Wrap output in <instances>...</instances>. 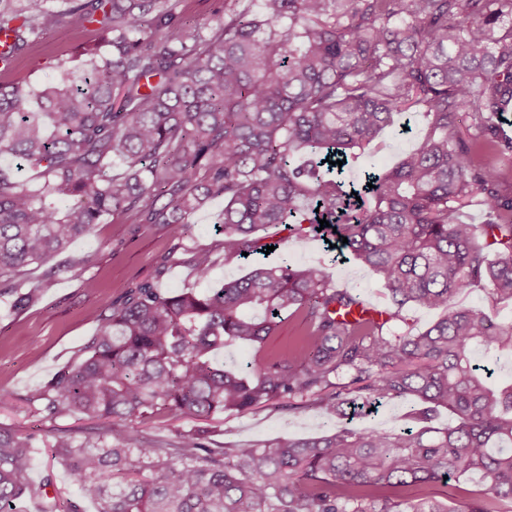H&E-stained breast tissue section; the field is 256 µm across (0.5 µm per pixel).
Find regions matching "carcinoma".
Returning a JSON list of instances; mask_svg holds the SVG:
<instances>
[{
  "instance_id": "cac0c4a2",
  "label": "carcinoma",
  "mask_w": 512,
  "mask_h": 512,
  "mask_svg": "<svg viewBox=\"0 0 512 512\" xmlns=\"http://www.w3.org/2000/svg\"><path fill=\"white\" fill-rule=\"evenodd\" d=\"M57 25L96 32L91 66L70 59L41 89L11 79L15 63ZM11 37L0 66V157L29 166L20 182L0 164V287L67 251L117 213L188 229L209 198L224 197V257L253 255L285 229L306 233L317 209L340 245L372 270L399 316L409 304L445 311L427 330L384 334L372 319L341 321L361 303L318 269L287 259L202 291L143 283L107 308L85 356L26 397L50 418L105 424L96 441L61 434L51 444L79 484V499L49 497L27 480L38 439L0 428V512L25 497L41 512H453L432 497L386 491L480 475L465 512H512V380L494 386L475 355L512 352V323H493L456 297L483 281L512 300V196L501 172L474 162L512 110V0H228L216 26L184 0H0ZM421 108L420 146L365 174L373 204L337 160ZM474 117L460 135L457 114ZM125 165L122 178L112 165ZM483 195L491 241L462 220ZM308 328L297 344L230 371L224 342L263 350L283 318ZM407 403L397 432L338 427L305 439L213 448L207 430L143 444L131 424L161 413L207 420L256 407H312L329 422L358 401ZM453 420L429 426L439 410ZM124 423L109 443L114 423Z\"/></svg>"
}]
</instances>
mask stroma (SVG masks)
<instances>
[{"mask_svg":"<svg viewBox=\"0 0 512 512\" xmlns=\"http://www.w3.org/2000/svg\"><path fill=\"white\" fill-rule=\"evenodd\" d=\"M84 41V36L66 27L51 29L17 62L15 78L39 86L54 76L52 63L62 55L71 58L75 70L88 68L89 58L82 52ZM397 122V128L384 130L357 150L349 165L351 177L391 167L421 144L427 132L422 112L409 110ZM223 207V198L211 200L195 212L191 229L185 234L174 232L166 224L140 223L131 213L115 216L97 225L93 234L75 240L69 253L51 260L50 266L57 270L52 280H45L44 268L29 267L15 287L22 293L36 290V297L17 309L12 305V295L0 296V427L36 434L45 444L62 432L79 441L95 440L98 422L70 416L43 417L27 405L26 396L82 357L107 306L128 289L146 282L171 291L199 287L194 258L200 252L210 253L214 260L209 286L242 277L248 270L246 261L224 255V235L216 224ZM73 254L85 257V265L69 267L68 259ZM278 255L324 271L334 287L357 294L377 308H393L375 273L354 260L340 262L320 238L284 236ZM196 424L189 415H160L133 422L132 427L141 440L171 443ZM208 427L212 446L228 444L236 448L276 438L316 436L327 429L314 409L266 407L215 417ZM48 477L53 480L52 486H46L48 494L76 498L75 478L45 447L35 457L28 480L38 486Z\"/></svg>","mask_w":512,"mask_h":512,"instance_id":"35a3bbf8","label":"stroma"}]
</instances>
